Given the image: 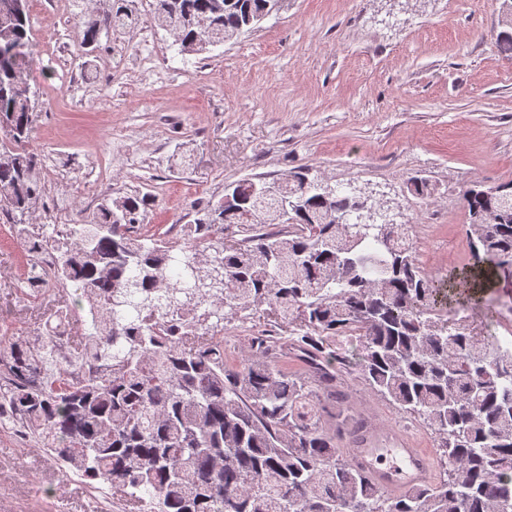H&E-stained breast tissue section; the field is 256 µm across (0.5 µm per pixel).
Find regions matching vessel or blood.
<instances>
[{
	"instance_id": "vessel-or-blood-1",
	"label": "vessel or blood",
	"mask_w": 512,
	"mask_h": 512,
	"mask_svg": "<svg viewBox=\"0 0 512 512\" xmlns=\"http://www.w3.org/2000/svg\"><path fill=\"white\" fill-rule=\"evenodd\" d=\"M352 454L354 461L363 465L387 493L426 483L435 467L421 449L406 447L400 441L390 448H368L361 444Z\"/></svg>"
}]
</instances>
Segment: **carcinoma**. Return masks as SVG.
Here are the masks:
<instances>
[{
    "label": "carcinoma",
    "instance_id": "1",
    "mask_svg": "<svg viewBox=\"0 0 512 512\" xmlns=\"http://www.w3.org/2000/svg\"><path fill=\"white\" fill-rule=\"evenodd\" d=\"M83 2L85 47L137 26L134 0ZM11 3L0 0V214L25 243L26 294L76 288L90 329L14 342L0 358V419L134 512H512V349L438 308L512 277V181L463 194L473 263L446 283L420 268L403 225L366 221L360 196L309 167L225 185L180 238L145 230L155 197L142 190L49 232L31 224L48 183L28 148L30 11ZM271 3L151 8L180 51L204 53L254 30ZM230 227L241 239L224 237ZM258 313L304 333L251 336L250 355L227 363L219 323ZM343 337L356 346L342 361L433 435L434 481L386 494L337 447L352 422L336 407ZM286 350L300 368L280 362Z\"/></svg>",
    "mask_w": 512,
    "mask_h": 512
}]
</instances>
